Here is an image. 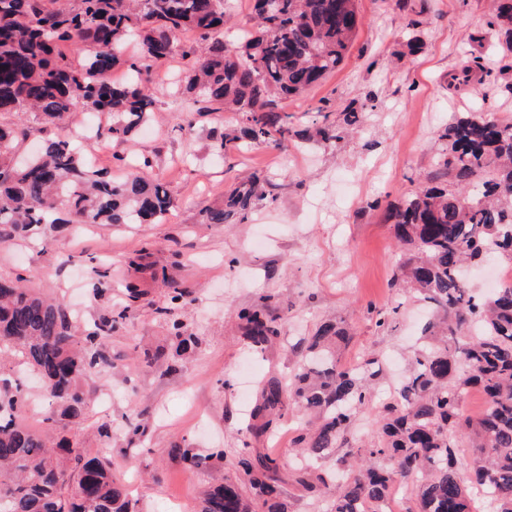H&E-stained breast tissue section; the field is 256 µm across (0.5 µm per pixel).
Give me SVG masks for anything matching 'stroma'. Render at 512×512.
Returning <instances> with one entry per match:
<instances>
[{
    "mask_svg": "<svg viewBox=\"0 0 512 512\" xmlns=\"http://www.w3.org/2000/svg\"><path fill=\"white\" fill-rule=\"evenodd\" d=\"M357 7L360 26L344 63L304 94L281 101L294 126L312 133L285 149L262 145L213 159L210 134L235 124L236 116L197 112L189 98L172 107L184 67L178 54L154 71L155 108L130 140L96 137L109 118L100 113L88 120L80 104L61 129L34 112L0 114V123L29 133L16 156L62 131L82 143L97 168L121 179L128 172L118 168L117 157L148 156L152 176L174 199L158 224H58L35 239L0 241V278L25 274L86 325L112 305L86 290L92 268L109 267L115 291H122L128 257L147 242L157 266L189 291L191 302L177 316L199 339L194 359L167 373L173 341L158 313L168 304L166 290L147 283V296L104 341L110 367L82 380L88 395L82 420L63 430L90 456L101 445L97 427L111 425L107 460L142 512H196L201 487L237 476L245 412L259 383L288 377L295 346L321 322L349 330L352 341L339 351L343 364L365 354L387 362L379 391L352 418L357 444H364L387 389L413 369L428 313L410 291L392 284L401 255L384 213L435 172L446 147L441 135L461 113L479 106L512 123V54L496 46L488 0H357ZM410 18L417 25L408 30ZM466 65L477 82L451 84V74ZM351 103L359 120L342 139L314 137L324 122L342 124ZM184 118L194 124L186 135L176 130ZM250 172L268 177L275 203L257 205L243 224L202 223V210ZM265 299L279 317L281 336L258 355L245 346L238 313ZM382 312L390 316L383 327L377 324ZM147 350L157 355L150 366L143 361ZM134 416L145 439L122 431ZM184 437L205 450L223 449V458L185 470L168 454Z\"/></svg>",
    "mask_w": 512,
    "mask_h": 512,
    "instance_id": "obj_1",
    "label": "stroma"
}]
</instances>
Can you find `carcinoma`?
<instances>
[{
    "label": "carcinoma",
    "mask_w": 512,
    "mask_h": 512,
    "mask_svg": "<svg viewBox=\"0 0 512 512\" xmlns=\"http://www.w3.org/2000/svg\"><path fill=\"white\" fill-rule=\"evenodd\" d=\"M493 8L490 26L512 49V0H494ZM229 12V0H0V112H40L60 127L80 100L112 115L98 136L125 141L154 110L148 90L154 67L174 53L178 34L191 30L195 40L181 50L189 68L183 93L199 112L237 115L234 127L210 135L209 151L224 158L251 146L286 148L304 132L279 101L306 92L343 63L358 33L356 0H254L253 25L235 41L220 34ZM130 40L139 54L128 59ZM62 44L74 47L81 65ZM120 67L126 77L112 80ZM442 138L447 145L433 184L386 213L404 251L403 281L429 304L433 320L412 373L373 419L369 445L347 449L331 473L317 467L348 445L353 413L371 400L382 374L373 357L342 366L336 353L348 333L324 322L296 347L288 380L272 376L256 392L239 460L248 484L224 478L203 491L199 512H288L276 459L252 442L297 410L307 421L293 440L302 461L289 478L327 495L331 512H383L397 480L411 482L417 512H473L456 473L464 439L474 448L470 482L489 492L494 512H512V284L480 296L463 275L467 263L486 256L512 261V124L466 112ZM15 139L14 128L0 125V237H26L54 224H156L174 205L156 179L114 180L96 170L66 135L43 140L23 164L12 157ZM262 201L274 198L250 175L202 210V223H242ZM149 257L143 247L128 258L137 277L125 284L124 299L82 334L62 301L24 287L20 274L0 279V344L17 347L39 378L48 426L82 417V379L108 364L103 340L146 294L142 275L167 288L168 306L158 313L169 316L185 303L188 291L158 274ZM88 287L99 298L109 294L108 269L93 268ZM238 318L255 352L280 337L279 316L266 304L243 309ZM171 329L179 357L195 339L177 319ZM471 388L486 399L475 419L461 410ZM26 406L18 385L0 398V512H140L107 462L86 456L66 436L51 448L42 432L23 424ZM169 455L196 470L223 451L205 455L183 438Z\"/></svg>",
    "instance_id": "obj_1"
}]
</instances>
